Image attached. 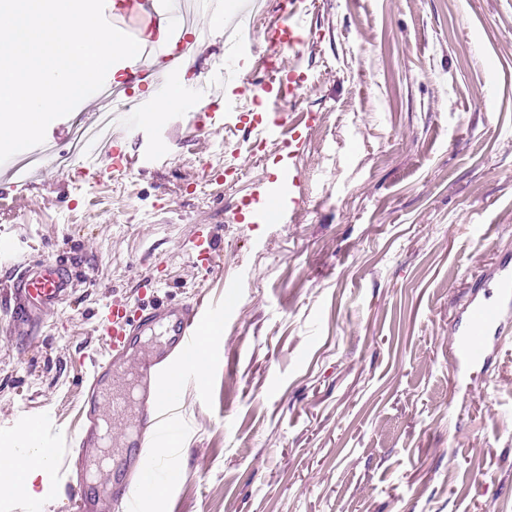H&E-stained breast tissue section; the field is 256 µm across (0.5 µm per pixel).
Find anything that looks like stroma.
I'll use <instances>...</instances> for the list:
<instances>
[{
  "instance_id": "1",
  "label": "stroma",
  "mask_w": 512,
  "mask_h": 512,
  "mask_svg": "<svg viewBox=\"0 0 512 512\" xmlns=\"http://www.w3.org/2000/svg\"><path fill=\"white\" fill-rule=\"evenodd\" d=\"M265 2L256 52L212 33L196 73L304 77L285 141H256L273 91L120 132V170L0 187V282L43 259L86 278L24 335L0 295V441L82 425L99 308L198 300L222 333L151 512H512V318L489 365L456 384L448 363L478 275L512 258V0H298L305 42L274 77ZM197 225L222 230L207 271Z\"/></svg>"
}]
</instances>
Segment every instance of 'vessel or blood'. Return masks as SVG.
Instances as JSON below:
<instances>
[{"label": "vessel or blood", "instance_id": "obj_1", "mask_svg": "<svg viewBox=\"0 0 512 512\" xmlns=\"http://www.w3.org/2000/svg\"><path fill=\"white\" fill-rule=\"evenodd\" d=\"M189 18H182L172 0H114L108 13L111 25L122 27L137 41L146 43L149 57L128 60L112 83L111 95L91 96V110L111 111L115 127L135 122L131 102L134 86L153 85L159 98H167V83L175 67L196 56L198 43L191 35L205 15L219 12L220 0H190ZM219 234L215 228L197 229L192 243L198 264L214 259ZM482 288L496 291L495 298L470 303L460 323L457 343L450 355L455 380H462L476 364L490 355L486 338L500 332L506 310L512 308V260L501 259L495 272L478 279ZM77 286L71 268L58 260H43L12 277L8 290L15 301L18 327L42 322ZM200 302L159 303L130 316L119 304L101 308L98 325L109 347L107 357L96 360L86 381L82 430L59 440L51 457L66 463L81 462L82 479L67 480L70 512H133V484L114 486L108 475L117 450H124L123 466L137 471L147 448L161 442L186 383L188 372L202 359ZM122 387H115L116 377Z\"/></svg>", "mask_w": 512, "mask_h": 512}]
</instances>
